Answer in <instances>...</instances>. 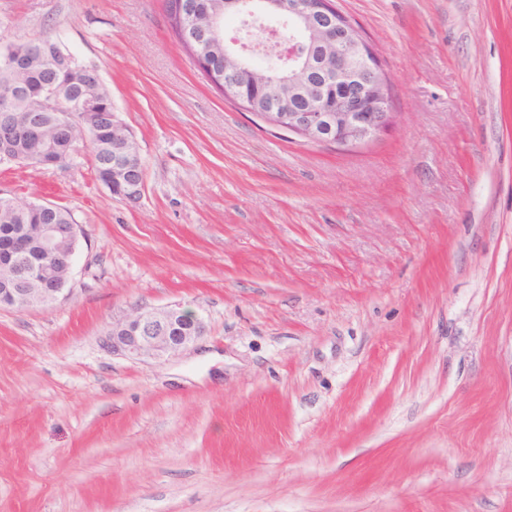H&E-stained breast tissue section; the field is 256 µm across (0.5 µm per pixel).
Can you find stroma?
I'll return each instance as SVG.
<instances>
[{
  "label": "stroma",
  "instance_id": "1",
  "mask_svg": "<svg viewBox=\"0 0 512 512\" xmlns=\"http://www.w3.org/2000/svg\"><path fill=\"white\" fill-rule=\"evenodd\" d=\"M335 4L393 84L352 149L225 99L165 0H0V44L99 67L145 174L0 164L82 230L57 303L0 308V512H512V0ZM174 304L193 345L102 346ZM204 333L203 320L180 304L160 309L136 308L112 321L101 344L112 353L155 358L187 347Z\"/></svg>",
  "mask_w": 512,
  "mask_h": 512
}]
</instances>
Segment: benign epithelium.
<instances>
[{"label":"benign epithelium","instance_id":"obj_1","mask_svg":"<svg viewBox=\"0 0 512 512\" xmlns=\"http://www.w3.org/2000/svg\"><path fill=\"white\" fill-rule=\"evenodd\" d=\"M225 5L250 18L260 14L255 0H227ZM290 11L304 17L319 31L322 41L332 47L336 75H342L357 63L362 67V77L342 92L347 111L332 114L326 111L327 100L323 99L304 112L277 115L279 124L323 145H358L375 138L390 125L392 113L388 112L387 98L379 83L385 70L370 42L357 37L356 25L336 8L334 0H294ZM267 42L276 48L277 57L281 59L279 72L297 68L306 57L302 39L294 33L286 37L271 33ZM36 57L49 72L33 96L37 111L57 113L65 129L72 114L80 115L86 141L95 139L107 128L112 129V178L103 185L109 190L118 187L120 198L125 201H139L144 193V179L139 167L127 157L132 133L116 113L103 110L100 94L103 79L99 69L78 64L47 38L18 41L1 50L0 69L27 71ZM26 91L25 84L0 85V163L27 161L44 169L58 167L61 161L53 146L44 139L38 118H28L23 123L17 120L16 107ZM39 229V241L44 250L55 253L61 243L70 245L64 264L72 267L79 243V225L41 224ZM31 247L27 227L10 242L0 241V267L9 266L14 270L11 279L0 283V307L19 311L46 307L55 304L63 294L64 284L57 281L51 267L31 257ZM22 256L31 258L29 265H19ZM33 279L40 280L42 287H27ZM204 333L203 320L180 304L160 309L137 308L112 321V328L102 336L101 344L117 354L155 358L187 347Z\"/></svg>","mask_w":512,"mask_h":512}]
</instances>
